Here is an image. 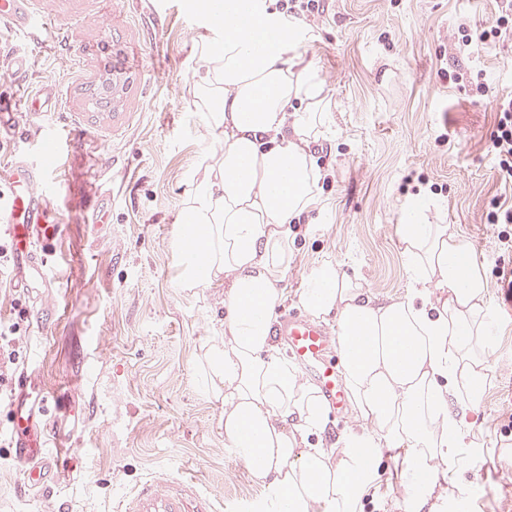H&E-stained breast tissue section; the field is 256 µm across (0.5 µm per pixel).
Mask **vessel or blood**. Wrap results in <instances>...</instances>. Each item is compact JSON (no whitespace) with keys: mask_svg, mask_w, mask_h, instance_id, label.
I'll return each instance as SVG.
<instances>
[{"mask_svg":"<svg viewBox=\"0 0 512 512\" xmlns=\"http://www.w3.org/2000/svg\"><path fill=\"white\" fill-rule=\"evenodd\" d=\"M0 22L18 33L49 27L47 20L36 15L33 0H0ZM54 108L52 97L43 91L20 104L0 100V136L14 135L18 111L36 117ZM58 162V140L54 130L47 129L42 133L36 160L17 158L0 172V236L12 241L18 262L29 267L30 286L34 289L38 288L47 264V248L61 233L49 206L56 189L47 180ZM275 331L322 396L335 407H342L346 401L344 381L329 329L293 311L277 322ZM35 429L31 415L15 412L11 420V446L26 467L29 488L43 490L55 481L57 472L45 452V442L36 440ZM123 512H181V507L177 497L160 498L149 484L127 499Z\"/></svg>","mask_w":512,"mask_h":512,"instance_id":"obj_1","label":"vessel or blood"}]
</instances>
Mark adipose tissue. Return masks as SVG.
I'll use <instances>...</instances> for the list:
<instances>
[{"mask_svg": "<svg viewBox=\"0 0 512 512\" xmlns=\"http://www.w3.org/2000/svg\"><path fill=\"white\" fill-rule=\"evenodd\" d=\"M270 0H202L217 38L202 43L198 97L221 156L193 174L175 247L181 284L224 282V333L205 344L202 372L222 395L224 442L266 488L264 512H362L382 481V451H404V512H447L440 488L463 467L489 375L492 317L466 242L445 224L400 227L416 289L378 305L332 261L301 294L316 320L335 317L354 426L335 446L316 441L330 405L276 353L274 309L292 221L317 202L313 144L329 100L314 66L289 47L295 23Z\"/></svg>", "mask_w": 512, "mask_h": 512, "instance_id": "ef3b65f1", "label": "adipose tissue"}]
</instances>
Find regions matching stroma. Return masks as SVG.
Returning a JSON list of instances; mask_svg holds the SVG:
<instances>
[{
	"label": "stroma",
	"mask_w": 512,
	"mask_h": 512,
	"mask_svg": "<svg viewBox=\"0 0 512 512\" xmlns=\"http://www.w3.org/2000/svg\"><path fill=\"white\" fill-rule=\"evenodd\" d=\"M76 45L43 42L0 24V43L31 56L25 79L0 58V99L22 86L56 94L51 123L64 140L54 208L62 226L40 299L0 276V320L19 323L18 372L50 395L47 452L58 481L24 485V467L0 442V512H119L145 483L182 496L186 512H252L266 491L224 444L223 405L200 384L209 337L224 322V284L182 287L174 250L185 185L217 149L195 90L201 38L197 0H34ZM496 0H329L300 20L295 45L317 69L332 121L315 147L318 204L293 225L282 307H299L310 268L340 264L378 302L413 288L398 232L409 202L469 245L494 314L491 370L468 411L475 467L448 477L468 512H512V301L500 273L512 249L486 221L502 189L489 133L491 101L474 102L437 71L452 63L460 20H491ZM129 59L118 110L89 111L85 87L113 56ZM497 93H512V41L467 59ZM417 179L406 182L408 174ZM98 193L107 222L86 223Z\"/></svg>",
	"instance_id": "stroma-1"
}]
</instances>
